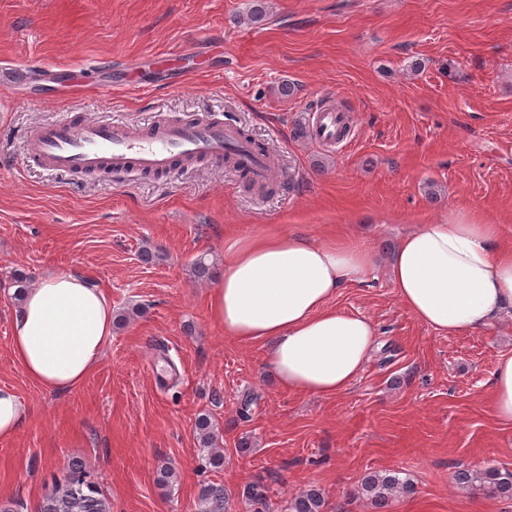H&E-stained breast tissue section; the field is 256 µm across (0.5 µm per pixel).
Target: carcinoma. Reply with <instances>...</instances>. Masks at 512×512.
Wrapping results in <instances>:
<instances>
[{
	"instance_id": "1",
	"label": "carcinoma",
	"mask_w": 512,
	"mask_h": 512,
	"mask_svg": "<svg viewBox=\"0 0 512 512\" xmlns=\"http://www.w3.org/2000/svg\"><path fill=\"white\" fill-rule=\"evenodd\" d=\"M193 274L199 280H209L215 274V263L205 255L193 263ZM196 430L201 447L207 451L209 463L215 467L224 463V453L216 447L214 423L208 413L198 417ZM453 480L461 487H477L490 496L512 499V471L489 467L484 470L459 468ZM412 490L410 480L399 473L388 471L365 475L360 483V493L378 508H385L394 498ZM242 496L251 504L260 506L258 512H270L266 486L252 483L244 487ZM229 495L222 484H207L198 494L199 512H227ZM325 499L321 490L310 487L294 495L288 512H324ZM40 512H109V505L102 494L99 482L91 478L77 461L68 464V474L63 482L55 484L45 495Z\"/></svg>"
}]
</instances>
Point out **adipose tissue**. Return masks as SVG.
Listing matches in <instances>:
<instances>
[{
  "mask_svg": "<svg viewBox=\"0 0 512 512\" xmlns=\"http://www.w3.org/2000/svg\"><path fill=\"white\" fill-rule=\"evenodd\" d=\"M373 265L369 250L344 241L236 237L210 290L211 317L225 338L262 345L282 388L332 399L356 383L376 344L374 323L333 300L365 281ZM390 281L404 309L442 334L479 332L512 317V245L500 225L466 210L402 237ZM113 324L103 288L83 272L59 270L28 289L16 309L12 354L40 388L68 392L99 366ZM487 402L495 420L512 425V353L499 358Z\"/></svg>",
  "mask_w": 512,
  "mask_h": 512,
  "instance_id": "obj_1",
  "label": "adipose tissue"
}]
</instances>
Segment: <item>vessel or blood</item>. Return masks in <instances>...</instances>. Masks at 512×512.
Returning <instances> with one entry per match:
<instances>
[{
  "mask_svg": "<svg viewBox=\"0 0 512 512\" xmlns=\"http://www.w3.org/2000/svg\"><path fill=\"white\" fill-rule=\"evenodd\" d=\"M339 125L333 105L314 111L310 140L330 142ZM233 152L255 179L267 180L269 152L243 141L236 129L221 122H181L133 127L120 120L87 116L62 118L41 124L27 139V153L47 171L67 176L110 168L113 173L171 174L187 158L220 160Z\"/></svg>",
  "mask_w": 512,
  "mask_h": 512,
  "instance_id": "1",
  "label": "vessel or blood"
}]
</instances>
